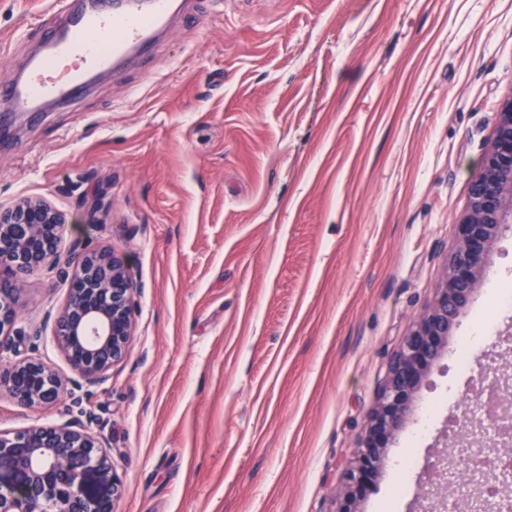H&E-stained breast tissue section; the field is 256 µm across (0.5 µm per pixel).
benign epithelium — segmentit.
Instances as JSON below:
<instances>
[{
    "instance_id": "1",
    "label": "benign epithelium",
    "mask_w": 512,
    "mask_h": 512,
    "mask_svg": "<svg viewBox=\"0 0 512 512\" xmlns=\"http://www.w3.org/2000/svg\"><path fill=\"white\" fill-rule=\"evenodd\" d=\"M65 223L66 216L43 199L21 198L0 206V278L20 282L47 266L68 282L53 329L76 378L66 382L36 358L1 365L0 389L26 408L55 403L69 385L80 389L106 381L112 366L126 356L133 333L127 263L110 249L90 250L78 243L61 254L58 240ZM511 223L512 95L497 112L480 172L469 185L442 282L389 362L379 400L337 491L335 512H359V503L373 490L386 449L403 428L416 393L478 288L486 254ZM15 305V298L0 296L1 336L10 335ZM475 426L479 434L468 443L470 492L478 512H499L503 504L475 462L495 456L500 445H512V423L492 428L479 417ZM2 459L9 462L14 480L0 482V512H114V501L123 491V479L103 450L101 437L82 423L0 434ZM90 477L102 492L88 490Z\"/></svg>"
}]
</instances>
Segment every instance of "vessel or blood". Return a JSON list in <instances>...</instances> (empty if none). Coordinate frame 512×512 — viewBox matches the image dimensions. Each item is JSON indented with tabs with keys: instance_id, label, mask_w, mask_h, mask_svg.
<instances>
[{
	"instance_id": "vessel-or-blood-1",
	"label": "vessel or blood",
	"mask_w": 512,
	"mask_h": 512,
	"mask_svg": "<svg viewBox=\"0 0 512 512\" xmlns=\"http://www.w3.org/2000/svg\"><path fill=\"white\" fill-rule=\"evenodd\" d=\"M179 9V0H55L25 65L0 79V135L15 114L69 101L147 54Z\"/></svg>"
}]
</instances>
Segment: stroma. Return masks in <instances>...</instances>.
<instances>
[{"mask_svg": "<svg viewBox=\"0 0 512 512\" xmlns=\"http://www.w3.org/2000/svg\"><path fill=\"white\" fill-rule=\"evenodd\" d=\"M52 0H0V76ZM155 54L19 117L0 204L63 211L62 250L128 263L126 358L88 398L124 479L115 512H334L388 363L440 285L495 114L512 95V0H187ZM106 210L97 212L96 199ZM512 280V225L361 512H408L446 423L500 360L482 322ZM68 285H15L0 361L73 371L45 321ZM44 325L37 340L24 332ZM472 337L468 369L455 362ZM0 391V432L79 420Z\"/></svg>", "mask_w": 512, "mask_h": 512, "instance_id": "1", "label": "stroma"}]
</instances>
